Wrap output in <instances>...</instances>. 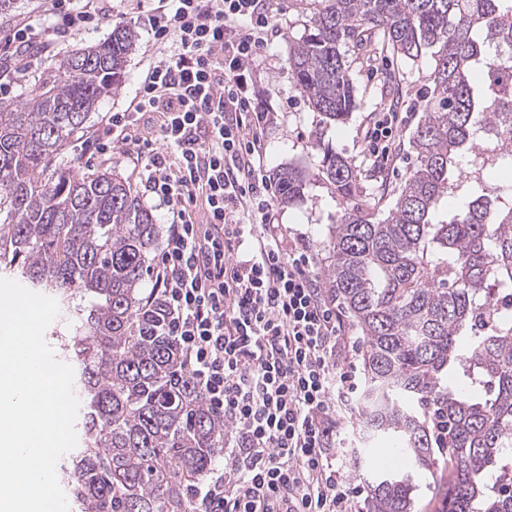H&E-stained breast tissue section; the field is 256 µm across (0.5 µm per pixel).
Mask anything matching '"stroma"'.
Instances as JSON below:
<instances>
[{"label": "stroma", "mask_w": 512, "mask_h": 512, "mask_svg": "<svg viewBox=\"0 0 512 512\" xmlns=\"http://www.w3.org/2000/svg\"><path fill=\"white\" fill-rule=\"evenodd\" d=\"M97 5L106 11V18L92 20L78 33L52 38L46 48L24 50L18 44L0 41V81L6 86L0 96L8 101H23L41 85L60 58L104 41L116 23L133 27L136 46L127 57L121 86L90 112L66 158L83 175L115 169L128 182L132 193L151 210L160 231L164 232L168 229L167 210L146 192L134 156L118 144L103 154L98 144L108 137L107 117L128 108L149 63L169 53L170 48L154 40L148 12L137 7L135 0H98ZM272 7L273 33L258 61L252 85L255 102L274 114L273 122L263 134L265 175L273 177L288 167L307 173L303 197L290 205L274 204L273 212L285 241H294L300 233L305 235L314 257L313 270L321 276L330 263L326 245L340 214L335 190L321 174V143L332 144L362 174L373 176L382 194L375 213L378 218H385L411 166L409 139L423 114L422 93L428 84L429 64L404 60L388 50L374 54L366 47L349 48L347 59L358 107L345 125L336 129L323 126L319 115L308 106L288 66L289 46L307 33L310 18L318 7L317 0H273ZM388 112L398 113L400 121L393 129L388 160L379 161L369 153L365 135ZM337 419L341 444L336 463L343 467L348 482L360 491L352 500L357 508L363 504L361 494L367 489V479L382 467L381 455L369 451L355 403L338 405ZM417 484L413 512H442L448 489L447 470L440 467L424 472Z\"/></svg>", "instance_id": "35a3bbf8"}]
</instances>
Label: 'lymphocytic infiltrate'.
<instances>
[{"label":"lymphocytic infiltrate","mask_w":512,"mask_h":512,"mask_svg":"<svg viewBox=\"0 0 512 512\" xmlns=\"http://www.w3.org/2000/svg\"><path fill=\"white\" fill-rule=\"evenodd\" d=\"M260 3L155 0L151 30L174 49L150 66L128 109L112 113L109 132L143 160L141 180L171 217L150 296L225 422L222 461L196 486L191 512H352L336 466V402L358 389L337 358L342 321L305 238L285 246L266 221L271 115L252 106L269 26ZM49 14L52 28L27 21L12 40L43 43L92 18L85 0H52Z\"/></svg>","instance_id":"lymphocytic-infiltrate-1"}]
</instances>
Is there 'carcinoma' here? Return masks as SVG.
<instances>
[{"label": "carcinoma", "mask_w": 512, "mask_h": 512, "mask_svg": "<svg viewBox=\"0 0 512 512\" xmlns=\"http://www.w3.org/2000/svg\"><path fill=\"white\" fill-rule=\"evenodd\" d=\"M376 36L417 62L429 87L410 139L415 159L378 219L352 164L325 148L340 216L329 288L362 339L364 432L415 464L369 483L365 512H411L416 475L448 461L445 512H512V0H320L288 65L325 125L356 107L343 48ZM137 35L63 57L22 103L0 101V266L58 296L80 400L71 450L80 512H190L224 452V417L196 392L142 285L158 241L151 211L112 171L56 162L101 98L122 83ZM277 200L305 174H277Z\"/></svg>", "instance_id": "cac0c4a2"}]
</instances>
